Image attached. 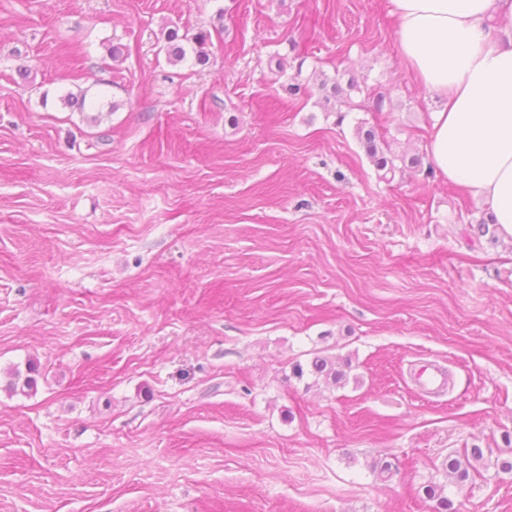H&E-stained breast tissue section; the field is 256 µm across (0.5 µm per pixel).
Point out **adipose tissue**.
<instances>
[{
  "label": "adipose tissue",
  "instance_id": "obj_1",
  "mask_svg": "<svg viewBox=\"0 0 512 512\" xmlns=\"http://www.w3.org/2000/svg\"><path fill=\"white\" fill-rule=\"evenodd\" d=\"M402 65L439 107L426 150L512 237V0H389Z\"/></svg>",
  "mask_w": 512,
  "mask_h": 512
}]
</instances>
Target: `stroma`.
Here are the masks:
<instances>
[{"instance_id":"35a3bbf8","label":"stroma","mask_w":512,"mask_h":512,"mask_svg":"<svg viewBox=\"0 0 512 512\" xmlns=\"http://www.w3.org/2000/svg\"><path fill=\"white\" fill-rule=\"evenodd\" d=\"M394 28L388 0H0V512H435L430 483L512 512V238L428 176ZM339 72L365 91L326 98ZM362 123L419 166L381 179ZM317 356L346 381L295 375ZM483 458L482 448L466 449L462 455L449 457L446 467L456 475L459 482L466 481L470 476V469H474L472 462H478Z\"/></svg>"}]
</instances>
